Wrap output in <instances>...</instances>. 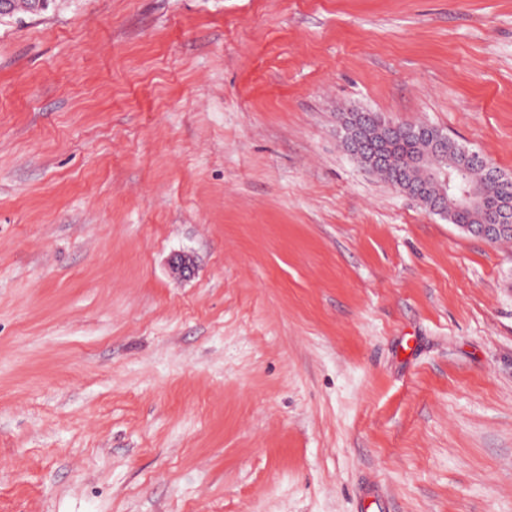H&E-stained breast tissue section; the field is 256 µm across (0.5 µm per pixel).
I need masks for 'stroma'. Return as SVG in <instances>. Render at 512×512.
<instances>
[{"mask_svg": "<svg viewBox=\"0 0 512 512\" xmlns=\"http://www.w3.org/2000/svg\"><path fill=\"white\" fill-rule=\"evenodd\" d=\"M361 111L512 179V0L0 18V512H512V240ZM367 115L377 116L372 112H353L354 118H360L364 125V142L359 150L352 153L348 148L347 151L355 157L362 165L369 166V170L377 173L386 181L397 184L398 182L404 188L416 186L422 180L421 168L417 164L419 159H425L426 165L436 167L444 164L446 159L456 160L455 147L459 145L448 139V135L439 129L437 134L432 135L434 145L439 152L433 150L432 141L429 137V130L426 126L407 125L397 130L384 129L382 127L398 126L393 123H385L383 120L373 118V123L380 129L371 124ZM412 129L418 131L424 129L425 135L407 136L404 129ZM448 143V151L441 152L444 145ZM383 155V162L371 163V158L375 155ZM448 210L445 215L453 223L461 226H467L473 231H479L482 227L481 213L479 211L468 212L465 210H458L453 201L450 193H447L446 201Z\"/></svg>", "mask_w": 512, "mask_h": 512, "instance_id": "1", "label": "stroma"}]
</instances>
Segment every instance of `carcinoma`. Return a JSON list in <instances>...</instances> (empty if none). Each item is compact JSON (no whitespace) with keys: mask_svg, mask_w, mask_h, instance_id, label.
I'll list each match as a JSON object with an SVG mask.
<instances>
[{"mask_svg":"<svg viewBox=\"0 0 512 512\" xmlns=\"http://www.w3.org/2000/svg\"><path fill=\"white\" fill-rule=\"evenodd\" d=\"M353 117L360 119L365 131L364 142L353 157L392 184L399 182L405 188L419 184L422 176L417 161L422 158L430 167L442 165L447 159H456L457 143L452 140L448 141V151L436 152L427 134L408 136L402 128L381 130L371 124L365 112H355ZM467 168L468 179L483 189L489 204L512 200L511 179L495 178L479 164L470 163ZM446 216L452 223L475 232L482 227L480 212L459 210L451 200L448 201Z\"/></svg>","mask_w":512,"mask_h":512,"instance_id":"1","label":"carcinoma"}]
</instances>
